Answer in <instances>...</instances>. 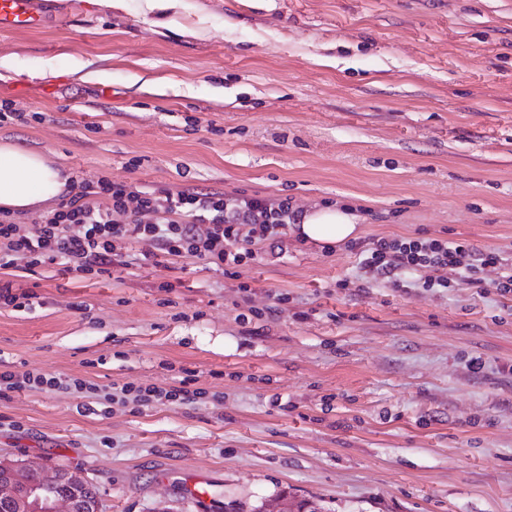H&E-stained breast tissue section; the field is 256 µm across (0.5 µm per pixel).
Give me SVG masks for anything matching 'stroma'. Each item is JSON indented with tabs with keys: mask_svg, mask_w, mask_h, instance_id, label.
Segmentation results:
<instances>
[{
	"mask_svg": "<svg viewBox=\"0 0 512 512\" xmlns=\"http://www.w3.org/2000/svg\"><path fill=\"white\" fill-rule=\"evenodd\" d=\"M78 2L0 30L19 68L0 103L30 116L0 141L69 177L277 195L352 210L363 239L512 253V0ZM155 251L119 244L90 279L0 269L19 297L0 304V373L87 386L0 399V457L82 471L102 512H252L284 491L319 512H512L495 269L479 289L399 290L291 232L239 281ZM187 376L190 401L109 399Z\"/></svg>",
	"mask_w": 512,
	"mask_h": 512,
	"instance_id": "obj_1",
	"label": "stroma"
}]
</instances>
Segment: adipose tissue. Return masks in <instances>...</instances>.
I'll return each instance as SVG.
<instances>
[{
    "instance_id": "adipose-tissue-1",
    "label": "adipose tissue",
    "mask_w": 512,
    "mask_h": 512,
    "mask_svg": "<svg viewBox=\"0 0 512 512\" xmlns=\"http://www.w3.org/2000/svg\"><path fill=\"white\" fill-rule=\"evenodd\" d=\"M66 182L43 154L12 142L0 143V208L23 211L53 203ZM297 233L307 243L331 246L355 238L358 226L346 211L318 208L304 214Z\"/></svg>"
}]
</instances>
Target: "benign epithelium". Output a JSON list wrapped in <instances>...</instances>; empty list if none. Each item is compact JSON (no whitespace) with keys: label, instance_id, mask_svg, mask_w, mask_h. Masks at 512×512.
<instances>
[{"label":"benign epithelium","instance_id":"benign-epithelium-1","mask_svg":"<svg viewBox=\"0 0 512 512\" xmlns=\"http://www.w3.org/2000/svg\"><path fill=\"white\" fill-rule=\"evenodd\" d=\"M31 473L40 475L41 484L63 487L65 493L51 503L42 502L27 480ZM0 512H99V501L78 470L0 458Z\"/></svg>","mask_w":512,"mask_h":512}]
</instances>
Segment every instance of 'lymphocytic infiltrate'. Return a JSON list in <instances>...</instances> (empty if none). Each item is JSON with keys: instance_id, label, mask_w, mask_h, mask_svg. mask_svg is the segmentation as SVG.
Instances as JSON below:
<instances>
[{"instance_id": "1", "label": "lymphocytic infiltrate", "mask_w": 512, "mask_h": 512, "mask_svg": "<svg viewBox=\"0 0 512 512\" xmlns=\"http://www.w3.org/2000/svg\"><path fill=\"white\" fill-rule=\"evenodd\" d=\"M303 210L277 196H229L191 188L135 190L107 177L71 179L57 207L27 228L11 211L0 210V268L24 259L27 268L66 261L88 278L107 272L116 243L149 239L169 257H198L239 277L260 246L278 248L288 225L301 223ZM362 257L363 280H389L403 287L404 275L435 271L428 288L448 285L447 271L473 286L483 283L486 267L498 270L497 293L512 297V258L497 249H480L468 240L434 237H374L349 241Z\"/></svg>"}]
</instances>
